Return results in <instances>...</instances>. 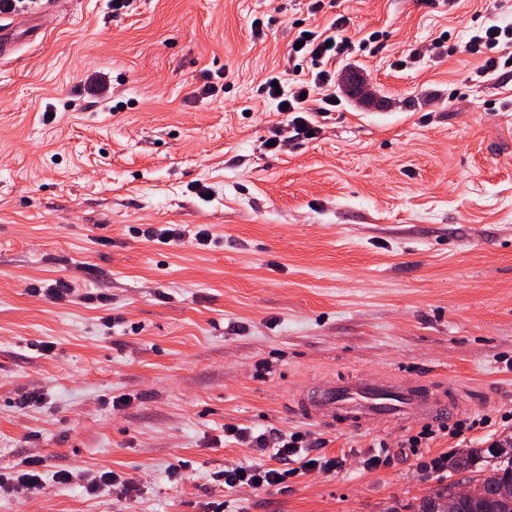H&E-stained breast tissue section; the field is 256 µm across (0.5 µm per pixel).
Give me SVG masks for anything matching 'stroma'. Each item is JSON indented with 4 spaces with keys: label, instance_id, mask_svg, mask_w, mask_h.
<instances>
[{
    "label": "stroma",
    "instance_id": "1",
    "mask_svg": "<svg viewBox=\"0 0 512 512\" xmlns=\"http://www.w3.org/2000/svg\"><path fill=\"white\" fill-rule=\"evenodd\" d=\"M308 3L30 4L41 39L0 61V472L38 457L45 478L1 491L0 512H389L489 467L432 460L512 437V76L461 51L512 26V0ZM339 16L355 44L339 106L315 139L268 151L262 86L293 89L289 43ZM357 79L372 100L347 94ZM147 224L185 237L146 240ZM58 281L69 298L43 295ZM351 371L492 395L458 414L476 429L415 451L413 424L289 413V387ZM228 424L313 432L336 466L225 491L215 471L259 458ZM63 469L143 489L90 497L53 480Z\"/></svg>",
    "mask_w": 512,
    "mask_h": 512
}]
</instances>
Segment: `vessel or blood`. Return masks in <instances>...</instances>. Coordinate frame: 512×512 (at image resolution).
I'll return each mask as SVG.
<instances>
[{"label":"vessel or blood","mask_w":512,"mask_h":512,"mask_svg":"<svg viewBox=\"0 0 512 512\" xmlns=\"http://www.w3.org/2000/svg\"><path fill=\"white\" fill-rule=\"evenodd\" d=\"M467 402L466 392L454 383L402 375L376 384L362 376H348L288 394L289 408L302 418L357 430L392 420H445Z\"/></svg>","instance_id":"b4317fda"}]
</instances>
